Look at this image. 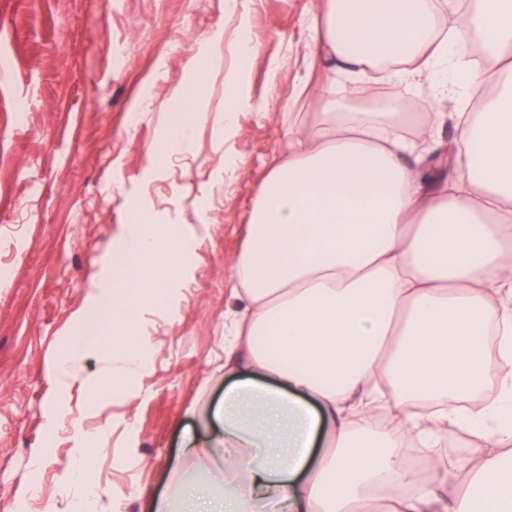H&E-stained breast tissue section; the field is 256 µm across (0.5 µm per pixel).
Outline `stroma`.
Here are the masks:
<instances>
[{
  "label": "stroma",
  "instance_id": "35a3bbf8",
  "mask_svg": "<svg viewBox=\"0 0 512 512\" xmlns=\"http://www.w3.org/2000/svg\"><path fill=\"white\" fill-rule=\"evenodd\" d=\"M319 3L246 0L254 107L237 114L228 137L220 120L238 17L225 0H0V512H44L50 502L66 512L75 419L104 433L89 474L103 493L101 512H147L168 492L184 440L204 436L224 398V318L237 304L231 271L257 186L284 130L323 110L316 93L301 92L304 79L335 83L347 112L390 106L415 116L431 107L425 86L394 101L379 78L353 96L342 73L305 74L304 31ZM217 31L210 60L190 71L194 47ZM188 85L198 112L193 146L149 175L147 153L177 119ZM137 108L143 118L133 127ZM228 151L239 168L220 184ZM133 202L198 238L194 277L178 314L144 315L147 398L115 396L92 408L81 383L55 384L50 365L85 335L79 369L99 373V351L112 346V304L98 296L118 277L115 239ZM60 407L71 419L52 425ZM37 448L47 454L35 469ZM31 485L38 497L24 496Z\"/></svg>",
  "mask_w": 512,
  "mask_h": 512
}]
</instances>
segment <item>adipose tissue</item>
<instances>
[{
	"label": "adipose tissue",
	"mask_w": 512,
	"mask_h": 512,
	"mask_svg": "<svg viewBox=\"0 0 512 512\" xmlns=\"http://www.w3.org/2000/svg\"><path fill=\"white\" fill-rule=\"evenodd\" d=\"M474 33L489 69L466 58ZM306 36V70L324 61L364 82L384 68L394 90L424 83L455 109L426 113L408 139L401 113L343 112L328 97L314 127L285 132L233 266L217 424L188 441L177 494L153 512H355L382 479L390 512H512V0L463 14L437 0H326ZM233 48L228 131L252 105L256 45ZM448 121L454 152L423 169ZM491 363L493 401L467 406ZM459 431L485 442L471 482L437 463L427 488L406 494L404 439ZM74 437L70 512H97L86 480L96 437Z\"/></svg>",
	"instance_id": "obj_1"
}]
</instances>
